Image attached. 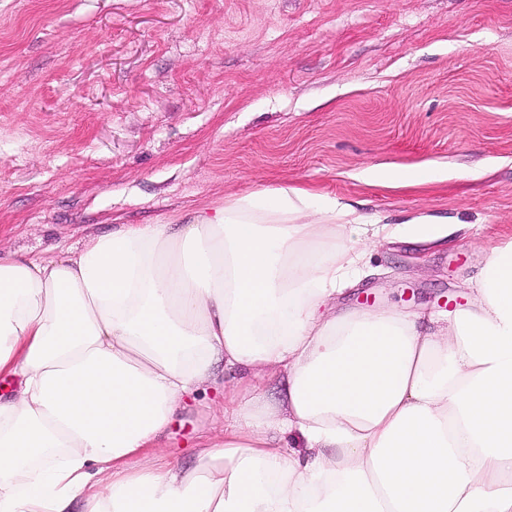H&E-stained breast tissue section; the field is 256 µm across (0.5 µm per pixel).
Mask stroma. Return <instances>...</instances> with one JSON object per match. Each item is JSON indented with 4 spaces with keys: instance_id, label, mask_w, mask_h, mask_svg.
<instances>
[{
    "instance_id": "35a3bbf8",
    "label": "stroma",
    "mask_w": 512,
    "mask_h": 512,
    "mask_svg": "<svg viewBox=\"0 0 512 512\" xmlns=\"http://www.w3.org/2000/svg\"><path fill=\"white\" fill-rule=\"evenodd\" d=\"M447 169L395 188L365 167ZM313 188L397 241L345 304H466L512 239V0H0V257L51 258L269 187ZM188 398L161 444L189 465L222 403Z\"/></svg>"
}]
</instances>
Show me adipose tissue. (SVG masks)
I'll use <instances>...</instances> for the list:
<instances>
[{
    "mask_svg": "<svg viewBox=\"0 0 512 512\" xmlns=\"http://www.w3.org/2000/svg\"><path fill=\"white\" fill-rule=\"evenodd\" d=\"M457 230L287 186L0 259V512H512V240L464 308L336 305L369 251ZM217 384L195 464L156 463Z\"/></svg>",
    "mask_w": 512,
    "mask_h": 512,
    "instance_id": "obj_1",
    "label": "adipose tissue"
}]
</instances>
